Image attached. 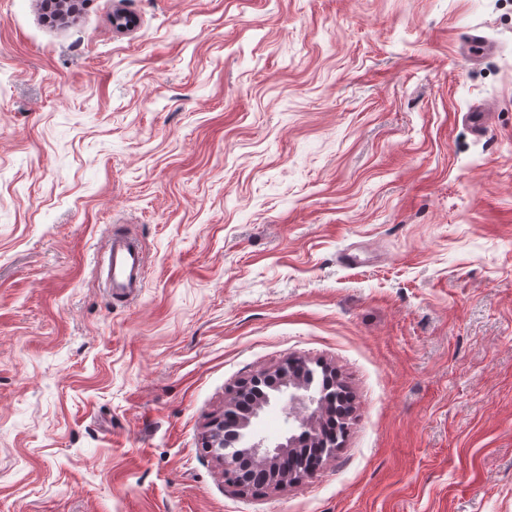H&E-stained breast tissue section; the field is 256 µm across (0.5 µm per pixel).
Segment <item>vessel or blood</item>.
Listing matches in <instances>:
<instances>
[{"mask_svg":"<svg viewBox=\"0 0 512 512\" xmlns=\"http://www.w3.org/2000/svg\"><path fill=\"white\" fill-rule=\"evenodd\" d=\"M104 286L111 297L135 299L145 280L146 259L141 247L128 237L112 235L101 259Z\"/></svg>","mask_w":512,"mask_h":512,"instance_id":"obj_1","label":"vessel or blood"}]
</instances>
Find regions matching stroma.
<instances>
[{"mask_svg": "<svg viewBox=\"0 0 512 512\" xmlns=\"http://www.w3.org/2000/svg\"><path fill=\"white\" fill-rule=\"evenodd\" d=\"M293 358L345 439L240 490ZM0 512H512V0H0ZM101 267L104 287L111 297L135 299L145 280L146 259L141 247L121 234H112L104 250ZM236 416V411H229L224 413V420H213L208 426L206 433L205 447L215 456L216 460L224 467V474L226 477H235V472L239 469V459L234 456L235 448H224V430L228 423L232 422Z\"/></svg>", "mask_w": 512, "mask_h": 512, "instance_id": "35a3bbf8", "label": "stroma"}]
</instances>
